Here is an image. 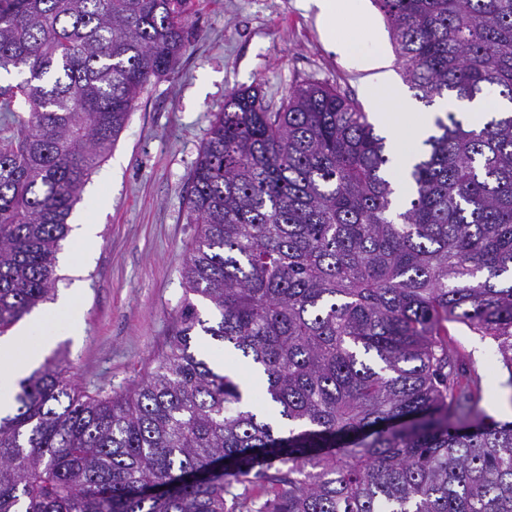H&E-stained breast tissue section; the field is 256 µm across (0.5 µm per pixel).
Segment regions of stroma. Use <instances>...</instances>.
<instances>
[{"mask_svg":"<svg viewBox=\"0 0 512 512\" xmlns=\"http://www.w3.org/2000/svg\"><path fill=\"white\" fill-rule=\"evenodd\" d=\"M191 25L186 51L145 86L75 206L98 228L89 258L75 274L56 268L57 293L81 296L83 332L55 337L46 355L91 394L131 392L165 347L196 233L185 205L188 175L226 96L258 85L277 105L291 87L316 81L363 105L376 80L325 45L302 0H196ZM447 328L465 375L481 378L484 412L504 419L512 401L499 386L494 342L457 322Z\"/></svg>","mask_w":512,"mask_h":512,"instance_id":"stroma-1","label":"stroma"}]
</instances>
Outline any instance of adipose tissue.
<instances>
[{"label":"adipose tissue","instance_id":"ef3b65f1","mask_svg":"<svg viewBox=\"0 0 512 512\" xmlns=\"http://www.w3.org/2000/svg\"><path fill=\"white\" fill-rule=\"evenodd\" d=\"M316 10L324 40L348 64L360 71L378 74L365 95L372 107L374 123L385 133L395 158L391 172L395 183L407 187V172L415 159L414 148L429 133L433 116L410 109L407 94L386 73L387 49L377 36L366 0H307ZM77 294H70L50 311L31 317L13 335L0 337V413L11 409L17 380L40 362L56 335H80Z\"/></svg>","mask_w":512,"mask_h":512}]
</instances>
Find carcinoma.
<instances>
[{
  "mask_svg": "<svg viewBox=\"0 0 512 512\" xmlns=\"http://www.w3.org/2000/svg\"><path fill=\"white\" fill-rule=\"evenodd\" d=\"M414 97L512 104V0H375ZM194 0H0V337L55 291L92 170L185 48ZM28 110V116L20 111ZM353 98L231 93L189 173L190 298L123 396L45 360L0 416V512H512V421L464 383L445 324L512 390V108L435 116L401 199ZM254 368L276 423L197 348Z\"/></svg>",
  "mask_w": 512,
  "mask_h": 512,
  "instance_id": "carcinoma-1",
  "label": "carcinoma"
}]
</instances>
